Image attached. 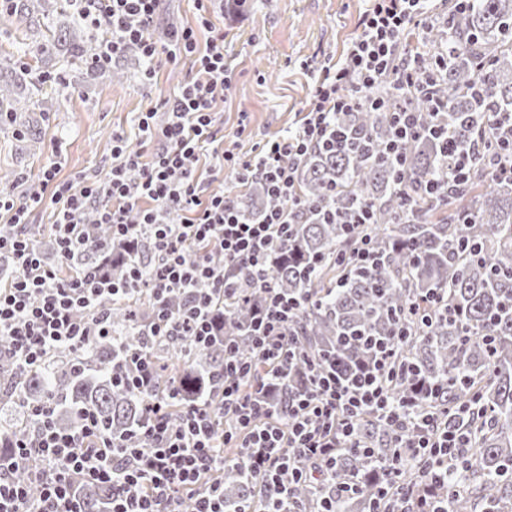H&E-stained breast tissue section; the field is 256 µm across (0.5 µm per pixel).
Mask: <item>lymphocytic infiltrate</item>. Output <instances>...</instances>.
<instances>
[{"mask_svg":"<svg viewBox=\"0 0 512 512\" xmlns=\"http://www.w3.org/2000/svg\"><path fill=\"white\" fill-rule=\"evenodd\" d=\"M80 20L91 30H107L91 64L104 68L114 56L128 51L147 63L146 79L155 76L154 64L190 60L197 78L180 94L165 99L168 120L154 123V111L140 113L138 129L145 140H159L161 148L150 163L129 149L122 134L112 136V168L105 180L79 176L59 179L57 163H50L26 203L0 194V211L12 215L13 231L0 234V252L10 253L13 267L0 281V339L5 340L20 367L40 364L47 353L74 350L97 336L111 333L104 314L98 313L105 296L123 297L139 288L149 290L158 306L144 328L148 338L192 337L207 347L224 330L213 308L231 293L223 270L210 255L221 252L225 263L242 265L252 283L264 291L252 320V345L270 368L271 377H253L251 362L225 343L224 375L220 394L221 418L203 405L185 408L180 420L169 415L176 389L157 394V370L144 354L122 359L113 381L147 396L146 422L140 432L144 444L131 448L100 431L95 418L85 417L79 430L56 429L48 414H41L36 431L12 443L0 456V512H84L78 498L82 483L111 487L107 512H183L193 500L192 512H225L224 468L237 466L254 483L265 502V512H307L294 497L296 485L331 488L334 498L357 492L353 481L336 478L339 449L360 452L357 422L376 414L396 437L392 465L381 473L383 512H451L442 503L441 489L455 490L447 463L462 460L466 444L459 429L443 423L440 415L414 419L417 399L394 402L389 384L409 376L410 367L396 362L391 346L378 348L369 366L343 375L335 369L313 370L288 406V424L274 421L267 400L275 391L272 376L285 372L294 335L290 320L300 301L275 292L267 282L269 259L286 240L298 212L306 203L298 195L296 164L309 151L331 149L350 139L347 131H333L340 112L363 105L389 111L392 135L386 158L403 170L405 141L431 135L449 158V173L426 184L425 195L463 184L469 172V150L461 148L446 131L422 126L416 112L402 101L414 91H431L448 70L447 54L436 57L428 69L425 35L432 23L433 0H370L359 23L360 31L343 58L317 67L301 123L292 134L266 142L248 155L222 153L216 172L231 170L239 183L258 178L280 205L257 222L243 219L227 195H204L191 162L213 144L212 114L230 86L224 60V30L210 18L214 0H195L201 26L209 33L206 48H199L196 33L181 28L157 36L162 0H72ZM387 96H379L382 84ZM484 145H497L489 164L490 178L512 177V122L486 129ZM138 170L129 180V170ZM54 208L58 266L41 258L28 231L33 209ZM94 212L116 241L132 240L146 229L150 257L131 256L126 278L112 281L103 267L72 275L62 267L89 252L92 239L84 216ZM188 294L178 313L164 304L169 291ZM237 449L236 457L225 454ZM33 468L41 488L31 494L13 471ZM414 465L413 483L401 478Z\"/></svg>","mask_w":512,"mask_h":512,"instance_id":"lymphocytic-infiltrate-1","label":"lymphocytic infiltrate"}]
</instances>
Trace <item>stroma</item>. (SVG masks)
Returning <instances> with one entry per match:
<instances>
[{
	"mask_svg": "<svg viewBox=\"0 0 512 512\" xmlns=\"http://www.w3.org/2000/svg\"><path fill=\"white\" fill-rule=\"evenodd\" d=\"M368 7V0H250L239 12L225 0L223 10L211 15L224 30V50L234 70L232 87L216 108L219 145L248 154L294 131L311 84L304 62L337 61ZM53 33L30 20L13 23L8 35H0V75L14 82L20 95L49 73L64 72L67 81L44 96L41 110L26 113L25 127L0 124V174L9 176L0 188L19 201L52 161L58 162L62 179L80 173L107 178L116 131L150 161L154 147L142 139L138 113L177 95L196 76L185 60L161 66L147 82L145 62L124 55L114 61L125 72L123 83L116 84L109 71L88 73L82 62L65 64L63 54L39 58L25 51V44Z\"/></svg>",
	"mask_w": 512,
	"mask_h": 512,
	"instance_id": "obj_1",
	"label": "stroma"
}]
</instances>
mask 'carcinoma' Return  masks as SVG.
Returning <instances> with one entry per match:
<instances>
[{"mask_svg": "<svg viewBox=\"0 0 512 512\" xmlns=\"http://www.w3.org/2000/svg\"><path fill=\"white\" fill-rule=\"evenodd\" d=\"M448 33L453 35L448 74L434 90L439 109L422 95L412 98L409 107L425 124L442 126L466 147L475 144L478 131L492 124L496 113L512 111V0H468L459 10L448 9V17L439 18L430 31L429 42L440 44ZM68 36L72 57L90 60L92 44L74 30ZM481 61L488 65L484 88L473 93L469 86ZM34 105V97L19 98L12 84L0 82V113L6 119L14 121ZM336 123L360 139L335 151H312L300 163L296 189L308 208L270 263L272 287L310 298L292 323L294 356L288 374L279 379L274 410L288 420V401L312 367L334 366L347 373L367 362L360 347L345 345V336L389 337L412 297L436 294L442 303L428 312L431 325H423L418 316L409 318L410 335L397 341V352L414 364L419 377L442 387L448 406L467 410L464 418L449 419L469 439L463 488L451 508L512 512V180L490 179L489 154L475 151L467 182L446 202L428 198L418 190L443 177L438 140L422 136L407 142V167L398 173L381 155L390 136L383 115L366 106L337 114ZM333 187L336 194H328ZM233 202L251 217L279 205L257 180ZM361 203L371 208L372 223L358 224L349 234L345 225L324 220L326 210L345 213ZM87 229L103 250L89 253L82 263L94 266L103 260L112 278L121 280L131 246L112 244L105 226ZM363 238L371 240L379 261L356 271L343 258ZM467 242L479 244L480 254L465 249ZM259 294L245 286L224 305V336L234 340L239 357L255 363L248 326ZM104 310L112 335L94 339L76 354L54 353L23 373L0 343V413L7 417L0 439L15 441L31 433L36 421L24 410L50 404L60 429L77 428L88 414L107 436L142 444L146 401L112 383V367L143 348L158 363L159 389L178 387L182 406L218 408L222 339L205 349L194 347L188 336L146 343L141 329L154 310L147 290L109 301ZM359 437L374 456L346 452L340 457L339 479L357 478L361 489L336 500V512H374L375 471L392 461V434L385 425L367 415L359 422ZM253 493V484L237 467L224 469L229 512ZM109 494L105 486L86 484L79 499L85 512H102ZM298 498L309 512L320 508L321 492L309 486L298 489Z\"/></svg>", "mask_w": 512, "mask_h": 512, "instance_id": "carcinoma-1", "label": "carcinoma"}]
</instances>
